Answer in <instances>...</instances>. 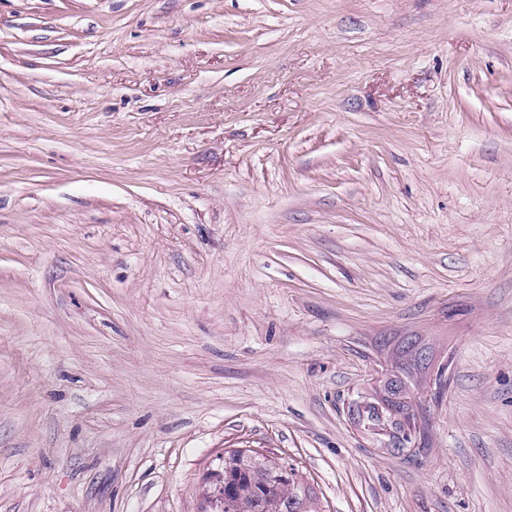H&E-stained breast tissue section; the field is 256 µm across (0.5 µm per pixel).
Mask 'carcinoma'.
<instances>
[{
    "mask_svg": "<svg viewBox=\"0 0 512 512\" xmlns=\"http://www.w3.org/2000/svg\"><path fill=\"white\" fill-rule=\"evenodd\" d=\"M394 412L408 413V403L403 399L394 401L385 393L365 404L358 418L375 431L389 432L392 447L397 450L405 429L392 420ZM212 477L224 479L229 487L222 512H317L298 470L293 467L288 477L281 476L278 458H260L247 450L231 449L224 452L222 467Z\"/></svg>",
    "mask_w": 512,
    "mask_h": 512,
    "instance_id": "carcinoma-1",
    "label": "carcinoma"
}]
</instances>
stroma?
Here are the masks:
<instances>
[{
	"label": "stroma",
	"instance_id": "stroma-1",
	"mask_svg": "<svg viewBox=\"0 0 512 512\" xmlns=\"http://www.w3.org/2000/svg\"><path fill=\"white\" fill-rule=\"evenodd\" d=\"M229 449L512 512V0H0V512H203ZM404 399L402 395L400 401H394L384 389L382 396L380 394L373 402L366 403L363 406L361 409L362 413L358 409V418L367 421L368 428L375 431H379V429L389 431L392 447L398 451L399 446L402 444V436L405 433V429L400 423L394 422L391 417L392 411L410 416L408 413V403Z\"/></svg>",
	"mask_w": 512,
	"mask_h": 512
}]
</instances>
